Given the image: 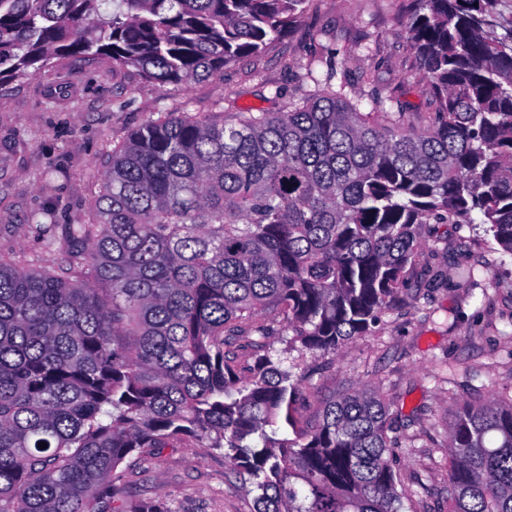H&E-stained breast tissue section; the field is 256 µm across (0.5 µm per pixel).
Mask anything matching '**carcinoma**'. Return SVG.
Instances as JSON below:
<instances>
[{"mask_svg":"<svg viewBox=\"0 0 512 512\" xmlns=\"http://www.w3.org/2000/svg\"><path fill=\"white\" fill-rule=\"evenodd\" d=\"M409 47L436 112L420 131L336 70L281 112L168 114L112 149L66 280L0 257V512H171L122 496L121 465L224 454L254 512H403L378 389L294 415L273 354H334L393 310L428 224L512 256V40L500 0H415ZM110 7L99 23L103 6ZM309 0H0V83L106 57L188 84L258 55ZM421 288L448 286L432 267ZM47 447L39 448L40 443ZM448 512H512V396L448 424Z\"/></svg>","mask_w":512,"mask_h":512,"instance_id":"carcinoma-1","label":"carcinoma"}]
</instances>
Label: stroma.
Returning a JSON list of instances; mask_svg holds the SVG:
<instances>
[{"instance_id": "1", "label": "stroma", "mask_w": 512, "mask_h": 512, "mask_svg": "<svg viewBox=\"0 0 512 512\" xmlns=\"http://www.w3.org/2000/svg\"><path fill=\"white\" fill-rule=\"evenodd\" d=\"M411 0H310L300 22L254 57L186 85L158 84L110 59L59 61L0 86V254L64 273L70 224L89 222L113 148L170 113L276 112L311 98L329 66L353 91L406 108L414 127L436 109L408 48ZM421 266L444 265L448 285L401 295L368 334L333 355L305 353L297 369L303 423L323 399L380 388L404 425L395 470L407 512H448V423L489 389L512 392V256L475 224L430 225ZM471 268L462 279L461 268ZM127 497L161 498L173 512H253L220 452L166 448L126 460Z\"/></svg>"}]
</instances>
